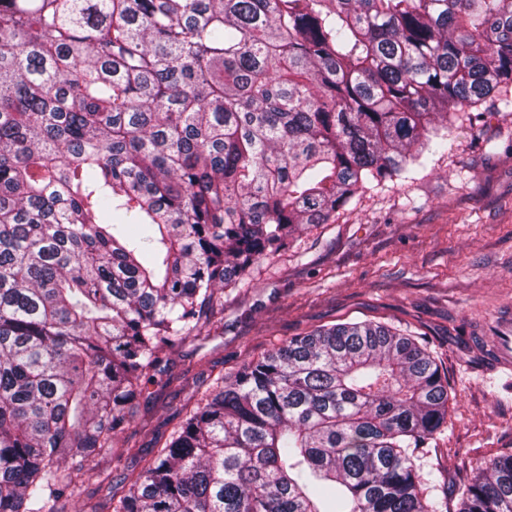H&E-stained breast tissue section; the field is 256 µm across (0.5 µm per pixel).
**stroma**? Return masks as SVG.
Instances as JSON below:
<instances>
[{
    "label": "stroma",
    "mask_w": 512,
    "mask_h": 512,
    "mask_svg": "<svg viewBox=\"0 0 512 512\" xmlns=\"http://www.w3.org/2000/svg\"><path fill=\"white\" fill-rule=\"evenodd\" d=\"M454 137L453 152L426 154L225 290L223 313L170 353L101 469L138 470L128 448L155 455L217 377L290 337L366 320L415 336L448 376L455 407L415 463L428 499L456 512L479 464L512 443V381L474 348L512 312V106L491 104Z\"/></svg>",
    "instance_id": "obj_1"
}]
</instances>
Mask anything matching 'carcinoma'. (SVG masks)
Here are the masks:
<instances>
[{
	"label": "carcinoma",
	"mask_w": 512,
	"mask_h": 512,
	"mask_svg": "<svg viewBox=\"0 0 512 512\" xmlns=\"http://www.w3.org/2000/svg\"><path fill=\"white\" fill-rule=\"evenodd\" d=\"M512 0H0V512L74 495L224 288L489 102ZM448 376L322 326L205 394L111 512H437ZM458 512H512V452Z\"/></svg>",
	"instance_id": "cac0c4a2"
}]
</instances>
